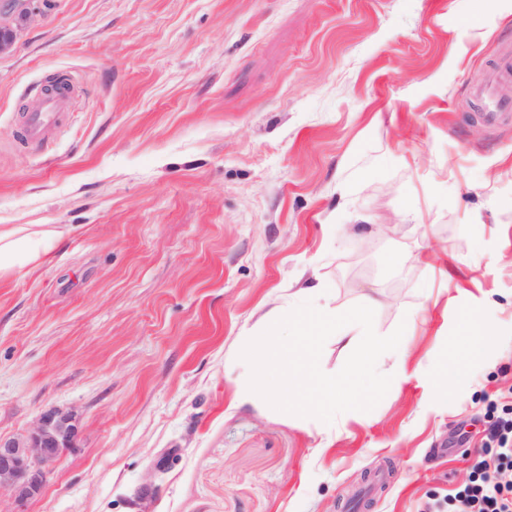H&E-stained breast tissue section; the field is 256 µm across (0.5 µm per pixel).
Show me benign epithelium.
Returning <instances> with one entry per match:
<instances>
[{"mask_svg":"<svg viewBox=\"0 0 512 512\" xmlns=\"http://www.w3.org/2000/svg\"><path fill=\"white\" fill-rule=\"evenodd\" d=\"M14 16L0 14V53L10 49L21 26L31 19L30 0H14ZM77 427L69 413L51 409L40 415L21 437H0V487L9 488L19 503L42 491L50 467L62 452L74 447Z\"/></svg>","mask_w":512,"mask_h":512,"instance_id":"7a95c632","label":"benign epithelium"}]
</instances>
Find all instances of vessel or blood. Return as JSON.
<instances>
[{
	"label": "vessel or blood",
	"instance_id": "obj_1",
	"mask_svg": "<svg viewBox=\"0 0 512 512\" xmlns=\"http://www.w3.org/2000/svg\"><path fill=\"white\" fill-rule=\"evenodd\" d=\"M480 122L497 125L512 119V50L500 54L488 71L486 79L470 89ZM67 94L45 97L38 111L27 113L24 124L26 141L46 140L51 128L57 125L67 108Z\"/></svg>",
	"mask_w": 512,
	"mask_h": 512
}]
</instances>
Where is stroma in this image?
Wrapping results in <instances>:
<instances>
[{
	"mask_svg": "<svg viewBox=\"0 0 512 512\" xmlns=\"http://www.w3.org/2000/svg\"><path fill=\"white\" fill-rule=\"evenodd\" d=\"M35 5L0 54V229L56 241L0 277V436L51 408L78 436L0 512H427L464 487L512 418V123L465 98L512 0ZM53 76L76 93L36 147ZM308 281L409 323L384 360L408 379L332 425L233 403L255 320ZM486 309L494 344L460 360ZM494 336L491 311H470L461 319L455 346L462 357L477 360L491 346Z\"/></svg>",
	"mask_w": 512,
	"mask_h": 512,
	"instance_id": "35a3bbf8",
	"label": "stroma"
}]
</instances>
